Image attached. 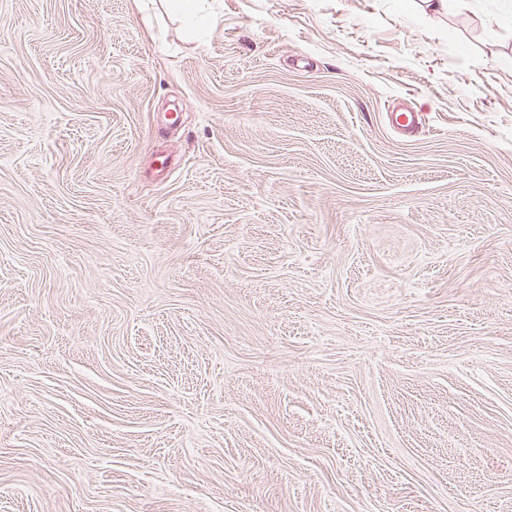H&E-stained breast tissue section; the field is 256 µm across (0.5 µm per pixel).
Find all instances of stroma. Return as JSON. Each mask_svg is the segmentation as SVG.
<instances>
[{"instance_id":"obj_1","label":"stroma","mask_w":512,"mask_h":512,"mask_svg":"<svg viewBox=\"0 0 512 512\" xmlns=\"http://www.w3.org/2000/svg\"><path fill=\"white\" fill-rule=\"evenodd\" d=\"M208 10L0 0V512H512V0ZM392 112L391 122L400 132L415 133L421 128L423 118L419 112H412L398 107H394Z\"/></svg>"}]
</instances>
